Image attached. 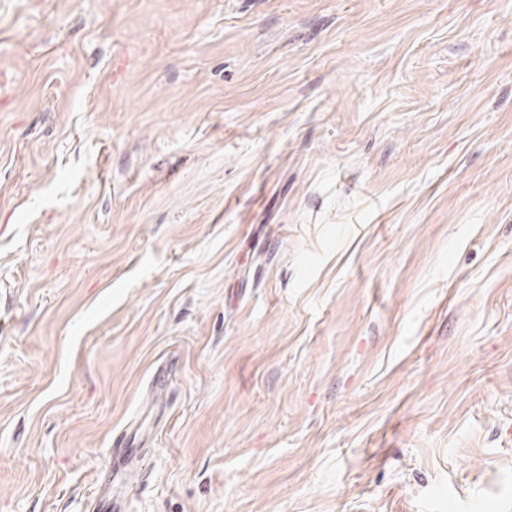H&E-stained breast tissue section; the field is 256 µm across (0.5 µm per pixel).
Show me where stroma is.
Returning a JSON list of instances; mask_svg holds the SVG:
<instances>
[{
	"label": "stroma",
	"instance_id": "stroma-1",
	"mask_svg": "<svg viewBox=\"0 0 512 512\" xmlns=\"http://www.w3.org/2000/svg\"><path fill=\"white\" fill-rule=\"evenodd\" d=\"M133 421L126 512H512V0H0V512Z\"/></svg>",
	"mask_w": 512,
	"mask_h": 512
}]
</instances>
